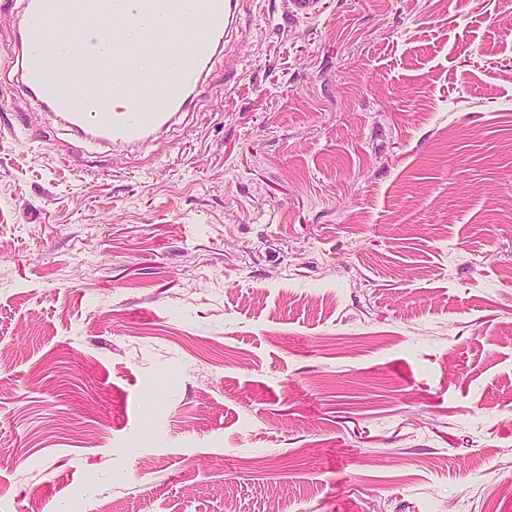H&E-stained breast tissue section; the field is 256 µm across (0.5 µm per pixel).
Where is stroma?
<instances>
[{
  "label": "stroma",
  "instance_id": "1",
  "mask_svg": "<svg viewBox=\"0 0 512 512\" xmlns=\"http://www.w3.org/2000/svg\"><path fill=\"white\" fill-rule=\"evenodd\" d=\"M288 8L123 147L0 7V512H512V18Z\"/></svg>",
  "mask_w": 512,
  "mask_h": 512
}]
</instances>
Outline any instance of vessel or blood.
<instances>
[{"mask_svg": "<svg viewBox=\"0 0 512 512\" xmlns=\"http://www.w3.org/2000/svg\"><path fill=\"white\" fill-rule=\"evenodd\" d=\"M244 3L194 0L192 19L200 23L201 30L183 50L168 36L183 16V0H130L122 18L112 24V50L108 55L96 56L88 64L63 48L58 52L57 68L49 70L42 64L41 46L30 41L20 58L21 83L48 111L65 115L69 125L82 135L112 143H140L185 111ZM109 7V0H24L26 26L30 29L40 27L45 17L56 14L82 19L95 32ZM133 29L143 31L140 41L129 39ZM146 56L155 62L158 84L153 93L161 98L160 105L147 112L136 104L145 89L146 71L141 60ZM110 84L122 87L124 100L101 111L75 104L70 92L74 86L89 92Z\"/></svg>", "mask_w": 512, "mask_h": 512, "instance_id": "b4317fda", "label": "vessel or blood"}]
</instances>
